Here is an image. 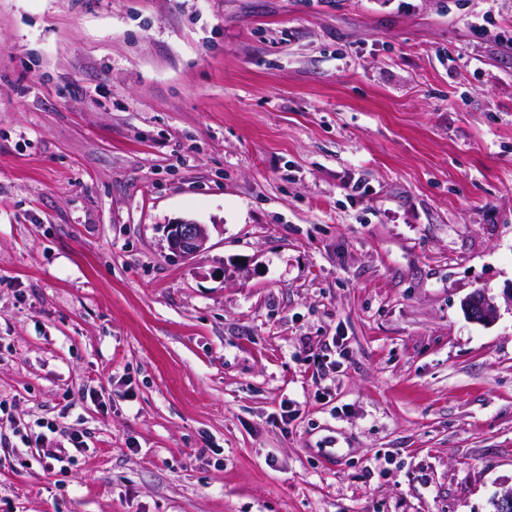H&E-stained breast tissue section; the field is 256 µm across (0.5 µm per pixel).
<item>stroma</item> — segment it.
<instances>
[{
	"instance_id": "obj_1",
	"label": "stroma",
	"mask_w": 512,
	"mask_h": 512,
	"mask_svg": "<svg viewBox=\"0 0 512 512\" xmlns=\"http://www.w3.org/2000/svg\"><path fill=\"white\" fill-rule=\"evenodd\" d=\"M511 287L512 0H0V512H490ZM164 236L168 249L186 260L199 255L209 238L206 225L193 220H180L165 225ZM463 308L470 320L480 323L493 320L498 311L494 297L479 292L466 298L463 302ZM35 427H46L50 433H55L53 425L50 427L48 424L45 425L44 422L38 420H35L32 425H29V423L17 424L13 432L18 435L25 444H29L27 447H31L30 444H34L33 447L36 448L41 462L47 464L48 467L52 466L53 469H55V462L59 465L60 472H66L68 466L74 461V451L86 453L90 450L88 443L83 440L82 434L73 433L68 435L66 441L70 446H65L61 441L54 442L43 431L36 432ZM47 460H51L52 462Z\"/></svg>"
}]
</instances>
